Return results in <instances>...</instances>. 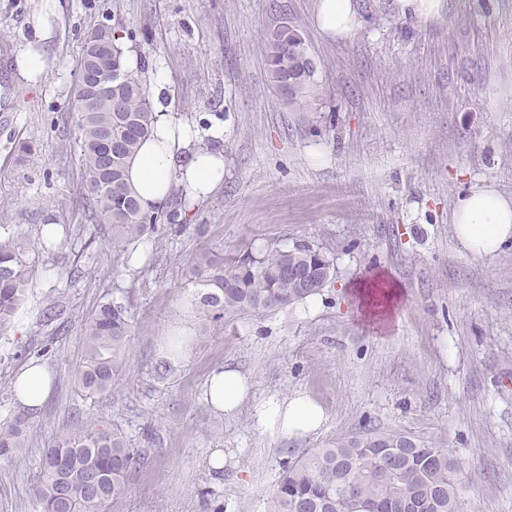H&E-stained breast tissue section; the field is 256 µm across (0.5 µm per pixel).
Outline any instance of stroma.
<instances>
[{"label":"stroma","instance_id":"obj_1","mask_svg":"<svg viewBox=\"0 0 512 512\" xmlns=\"http://www.w3.org/2000/svg\"><path fill=\"white\" fill-rule=\"evenodd\" d=\"M41 85L15 60L34 38L41 0H0V241L38 248L28 298L0 332V423L19 408L16 373L43 359L53 389L28 418L29 446L0 461V512H37L43 448L75 414L144 450L122 512H267L285 461L367 429L440 444L468 485L464 512H512V246L473 257L456 238L457 195L486 183L512 195V0H451L435 24L402 19L397 0H357L360 26L338 40L314 24L316 0H60ZM304 36L317 101L288 105L270 82L264 36L281 19ZM107 26L146 69L155 111L224 138V181L191 200L174 188L157 232L115 245L85 206L74 90L82 47ZM26 141L34 154L19 157ZM56 246L41 250L45 225ZM320 249L333 275L320 294L260 316L226 319L164 365L179 326L200 330L188 269L270 249ZM397 286L382 317L362 302L373 281ZM62 299L61 324L39 322ZM129 305L132 327L109 396L75 380L80 329L99 306ZM253 385L234 415L203 401L215 367ZM305 393L324 407L316 435L258 427L269 396ZM224 476L209 472L215 449Z\"/></svg>","mask_w":512,"mask_h":512}]
</instances>
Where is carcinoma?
<instances>
[{
    "mask_svg": "<svg viewBox=\"0 0 512 512\" xmlns=\"http://www.w3.org/2000/svg\"><path fill=\"white\" fill-rule=\"evenodd\" d=\"M112 43V54L96 63V48ZM266 65L271 83L290 103L317 97L315 67L299 30L283 18L265 35ZM75 108L86 178L85 205L97 221L112 225L115 243L132 244L157 228L158 214L143 212L126 182L129 160L157 119L141 68L129 70L124 49L111 31L98 27L86 38L77 82ZM110 139L118 151L106 156L101 144ZM30 247L0 242V331L27 298L32 265ZM312 268L320 275L313 288H297L282 275L286 266ZM198 290L196 310L209 322L262 315L318 294L332 277L330 261L309 245L289 251L272 249L262 257L224 267V257L207 249L191 262ZM64 312L60 300L40 309L47 324ZM127 306L114 299L102 304L83 324V362L75 369L78 388L89 395L112 392L121 371L119 354L130 333ZM27 418L16 415L0 425V460H14L26 447ZM141 453L123 436L96 419L76 420L42 452L34 489L38 512H119ZM460 465L439 445H427L398 432L367 430L316 448L283 464L268 512H403L410 498L425 512H462L466 484Z\"/></svg>",
    "mask_w": 512,
    "mask_h": 512,
    "instance_id": "cac0c4a2",
    "label": "carcinoma"
}]
</instances>
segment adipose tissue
<instances>
[{
  "mask_svg": "<svg viewBox=\"0 0 512 512\" xmlns=\"http://www.w3.org/2000/svg\"><path fill=\"white\" fill-rule=\"evenodd\" d=\"M315 23L325 34L343 37L352 33L358 25L355 0H317ZM196 137L187 124L159 115L128 166V182L143 210L160 207L174 186L185 187L194 199L202 200L223 183V153L195 146ZM451 222L459 241L474 256H494L512 244V197L490 186H474L458 196ZM52 381L45 364L29 362L14 378V397L25 411H36L50 394ZM250 387L249 379L227 363L212 370L203 396L215 412L232 415L248 399ZM326 419L324 408L304 394L287 399L272 396L256 408L260 428L290 437L316 434Z\"/></svg>",
  "mask_w": 512,
  "mask_h": 512,
  "instance_id": "adipose-tissue-1",
  "label": "adipose tissue"
}]
</instances>
